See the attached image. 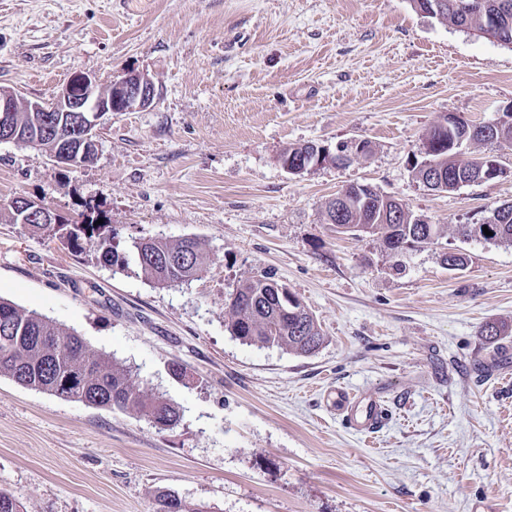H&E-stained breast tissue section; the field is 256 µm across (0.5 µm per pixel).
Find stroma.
I'll use <instances>...</instances> for the list:
<instances>
[{
	"label": "stroma",
	"instance_id": "stroma-1",
	"mask_svg": "<svg viewBox=\"0 0 512 512\" xmlns=\"http://www.w3.org/2000/svg\"><path fill=\"white\" fill-rule=\"evenodd\" d=\"M146 73L157 96L111 112L71 168L0 143V204L24 196L70 223L103 216L119 251L195 237L211 259L158 288L72 251L63 235L0 221V297L130 367L180 422L97 408L0 375V490L24 512H152L172 490L215 512H512V245L463 237L512 203V143L467 145L504 177L432 191L413 171L456 114L512 103V49L413 11L408 0H0V91L48 101L75 75ZM367 140L368 155L293 176L292 145ZM369 184L442 225L401 254L325 221ZM467 265L449 270L445 254ZM272 274L324 342L300 356L227 330L224 298ZM387 400L372 439L335 388Z\"/></svg>",
	"mask_w": 512,
	"mask_h": 512
}]
</instances>
